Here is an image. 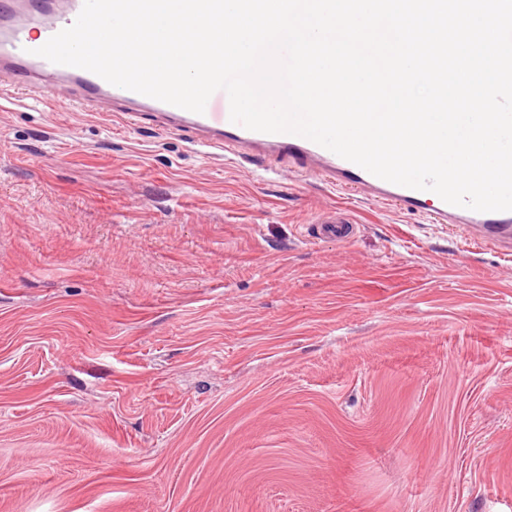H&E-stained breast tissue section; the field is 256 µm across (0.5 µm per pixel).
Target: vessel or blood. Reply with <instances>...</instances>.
Masks as SVG:
<instances>
[{
    "mask_svg": "<svg viewBox=\"0 0 512 512\" xmlns=\"http://www.w3.org/2000/svg\"><path fill=\"white\" fill-rule=\"evenodd\" d=\"M27 3L33 12L29 25L17 20L14 0H0V85L11 91L41 97L63 87L72 105L91 112L109 100L114 118L126 125H138L150 116L162 128L186 134L195 144L232 154L244 163L273 172L285 162L291 164L295 175L319 176L341 188L354 186L370 199L391 203L407 213L425 214L431 223L463 225L483 245L512 250V211L479 212L454 206L434 192L380 179L307 138L246 129L231 122L225 91H216L204 113L198 114L113 86L90 71L37 56L43 41L74 23L84 0H69L63 10L58 9L57 0ZM34 26L40 39L29 35ZM355 228L349 214L336 210L316 223L313 233L315 238L341 243L354 237Z\"/></svg>",
    "mask_w": 512,
    "mask_h": 512,
    "instance_id": "1",
    "label": "vessel or blood"
}]
</instances>
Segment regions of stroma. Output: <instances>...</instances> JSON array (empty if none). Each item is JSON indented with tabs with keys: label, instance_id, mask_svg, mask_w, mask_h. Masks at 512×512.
Segmentation results:
<instances>
[{
	"label": "stroma",
	"instance_id": "35a3bbf8",
	"mask_svg": "<svg viewBox=\"0 0 512 512\" xmlns=\"http://www.w3.org/2000/svg\"><path fill=\"white\" fill-rule=\"evenodd\" d=\"M0 512H512V253L0 88ZM356 224L345 211L336 210L314 225V237L347 242L355 235Z\"/></svg>",
	"mask_w": 512,
	"mask_h": 512
}]
</instances>
